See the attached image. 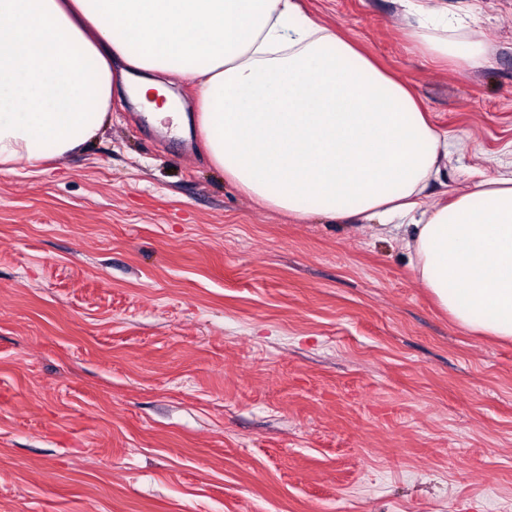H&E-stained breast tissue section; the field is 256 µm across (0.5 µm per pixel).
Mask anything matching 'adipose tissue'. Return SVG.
I'll use <instances>...</instances> for the list:
<instances>
[{"label": "adipose tissue", "mask_w": 512, "mask_h": 512, "mask_svg": "<svg viewBox=\"0 0 512 512\" xmlns=\"http://www.w3.org/2000/svg\"><path fill=\"white\" fill-rule=\"evenodd\" d=\"M396 2L423 51L487 64L447 8ZM184 78L201 87L208 160L236 189L299 220L407 222L408 261L439 306L512 342V172L427 205L447 133L298 0H0V167L94 140L118 88L188 135L187 113L158 101Z\"/></svg>", "instance_id": "ef3b65f1"}]
</instances>
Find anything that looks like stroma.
<instances>
[{
	"instance_id": "stroma-1",
	"label": "stroma",
	"mask_w": 512,
	"mask_h": 512,
	"mask_svg": "<svg viewBox=\"0 0 512 512\" xmlns=\"http://www.w3.org/2000/svg\"><path fill=\"white\" fill-rule=\"evenodd\" d=\"M492 57L420 52L394 0H300L406 83L449 154L512 170V0H444ZM94 143L0 169V512H512V343L402 235L256 205L129 95Z\"/></svg>"
}]
</instances>
